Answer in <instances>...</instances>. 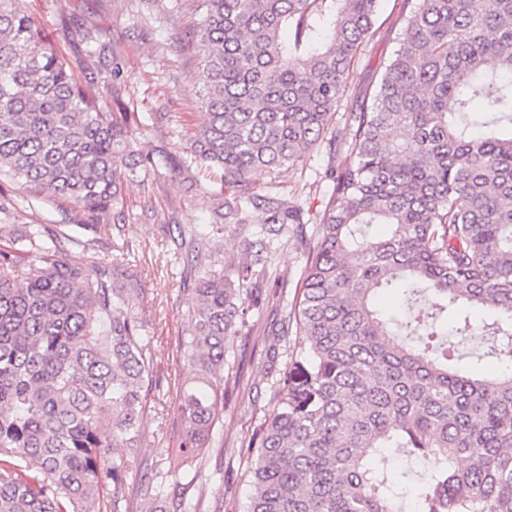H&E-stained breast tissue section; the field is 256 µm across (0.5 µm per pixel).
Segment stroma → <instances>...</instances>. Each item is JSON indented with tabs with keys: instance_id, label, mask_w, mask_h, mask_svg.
<instances>
[{
	"instance_id": "35a3bbf8",
	"label": "stroma",
	"mask_w": 512,
	"mask_h": 512,
	"mask_svg": "<svg viewBox=\"0 0 512 512\" xmlns=\"http://www.w3.org/2000/svg\"><path fill=\"white\" fill-rule=\"evenodd\" d=\"M56 47L71 59L78 79L107 110L123 107L142 123L139 147L152 154L156 167L146 181L122 186L124 217L105 216L94 245L67 248L77 266L107 262L114 245L129 244L130 260L144 295L150 352L155 373L142 418V436L134 453L144 466L128 481L129 512H173L174 497L184 494L200 512H241L251 492V457L244 445L272 410L270 387L288 361L286 352L268 360L283 318L300 294L304 265L296 241L278 246L273 271L279 279L266 288V299L249 314V325L235 339L224 363V409L209 453L192 471H175L153 506L139 490L166 466V449L174 436L176 389L195 375L184 360L181 343L191 329L193 299L185 285L187 257L178 247L179 233L194 230L211 243L215 270L232 269L247 260L234 229L217 224L215 197L224 184L217 170L195 175L198 189L186 191L180 171L195 129L203 121L199 107V59L190 46L200 16L194 0H23ZM404 0H382L375 36L359 50L350 70L346 95L333 122L344 129L349 106L361 103L377 84L399 47ZM107 51H100V44ZM119 75H112V68ZM333 163L318 144L297 165L253 177L259 192L274 191L306 217L321 213L332 190L324 170ZM84 214L64 198L34 199L12 182L0 184V225L62 224L80 238Z\"/></svg>"
}]
</instances>
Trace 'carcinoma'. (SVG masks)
Segmentation results:
<instances>
[{"instance_id": "1", "label": "carcinoma", "mask_w": 512, "mask_h": 512, "mask_svg": "<svg viewBox=\"0 0 512 512\" xmlns=\"http://www.w3.org/2000/svg\"><path fill=\"white\" fill-rule=\"evenodd\" d=\"M381 0H197L206 122L187 167L217 168L224 207L250 262L209 268L190 232L197 273L183 358L197 369L177 397L168 469L204 455L224 403V359L269 279L270 244L288 232L305 256L284 325L304 339L288 353L273 409L246 443L252 493L243 512H512V371L463 368L453 333L468 308L512 363V0H407L399 49L371 97L331 126L351 64L375 33ZM133 112H105L73 63L20 0H0V176L36 196H65L86 231L146 178ZM343 159L309 225L299 208L251 180L294 165L323 140ZM384 224L383 236L363 226ZM0 512H128L141 463L144 388L153 377L142 287L124 251L80 267L59 224H1ZM38 264L13 270L12 253ZM405 292L412 313L392 329L374 306ZM114 448H125L121 455ZM403 448L413 498L383 454ZM166 473L142 485L158 496Z\"/></svg>"}]
</instances>
